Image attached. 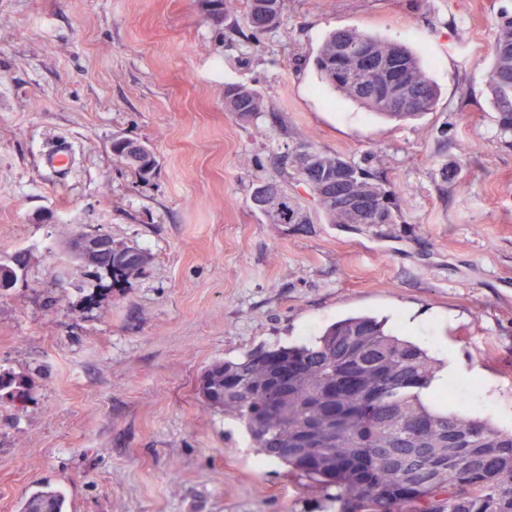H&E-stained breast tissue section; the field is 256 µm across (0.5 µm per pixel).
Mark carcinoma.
<instances>
[{"instance_id":"carcinoma-1","label":"carcinoma","mask_w":512,"mask_h":512,"mask_svg":"<svg viewBox=\"0 0 512 512\" xmlns=\"http://www.w3.org/2000/svg\"><path fill=\"white\" fill-rule=\"evenodd\" d=\"M282 11L283 0H248L243 22L263 33L281 23ZM493 30L488 86L497 128L506 136L512 135V12L501 11ZM359 47L395 62L407 83L421 90L411 107H398L384 82L375 94L361 93L371 78L355 70L352 53ZM315 66L327 86L389 119H417L437 102L436 88L411 50L358 28L329 34ZM224 106L248 121L262 112L263 100L255 89L231 84L224 89ZM132 145L121 140L112 149L138 171L151 169L154 156L135 160ZM340 167L351 173V192L373 201L367 223H397L394 188L371 167L311 142L284 156L279 178L254 189L267 192L263 223H347L343 202L333 192ZM291 183L303 187L312 205L302 202ZM120 252L126 263L103 268L113 286L144 261L134 248ZM25 266L21 252L0 264V295L16 284ZM439 368L419 344L359 315L332 323L307 342L261 346L238 360L216 363L204 371L200 394L209 407L236 419L264 458L336 489L342 512H512V431L464 410H444L447 397L432 389ZM28 390L26 377L0 370L1 398L22 400ZM429 449L434 467L410 473ZM21 512H65V499L55 490L38 491Z\"/></svg>"}]
</instances>
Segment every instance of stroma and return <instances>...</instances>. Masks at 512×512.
Here are the masks:
<instances>
[{
	"label": "stroma",
	"mask_w": 512,
	"mask_h": 512,
	"mask_svg": "<svg viewBox=\"0 0 512 512\" xmlns=\"http://www.w3.org/2000/svg\"><path fill=\"white\" fill-rule=\"evenodd\" d=\"M244 7L0 0V263L28 258L0 296V369L31 382L27 401L0 399V512L46 487L67 512H338L199 383L352 315L455 362L449 409L512 429V145L487 85L512 0H284L257 40ZM352 27L420 57L433 112L385 120L321 83L320 45ZM230 84L261 94L257 119L225 110ZM121 139L150 148L149 174ZM307 141L396 185L400 223L380 238L263 223L254 188ZM63 143L61 175L41 157ZM80 229L142 267L109 289L74 251Z\"/></svg>",
	"instance_id": "stroma-1"
}]
</instances>
